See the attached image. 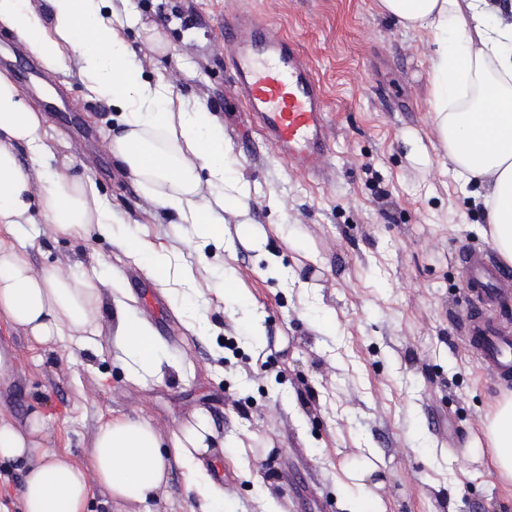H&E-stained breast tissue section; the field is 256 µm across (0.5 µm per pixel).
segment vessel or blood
Listing matches in <instances>:
<instances>
[{
    "mask_svg": "<svg viewBox=\"0 0 512 512\" xmlns=\"http://www.w3.org/2000/svg\"><path fill=\"white\" fill-rule=\"evenodd\" d=\"M222 28L235 89L263 141L289 164L319 178L326 176L329 116L322 85L308 58L294 40L278 35L252 12L226 17ZM458 259L468 271L473 299L466 316V343L496 379L512 382V326L495 312L507 294L504 274L476 249L459 252Z\"/></svg>",
    "mask_w": 512,
    "mask_h": 512,
    "instance_id": "vessel-or-blood-1",
    "label": "vessel or blood"
}]
</instances>
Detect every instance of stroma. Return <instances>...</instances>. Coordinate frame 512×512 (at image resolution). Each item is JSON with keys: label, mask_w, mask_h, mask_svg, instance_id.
Here are the masks:
<instances>
[{"label": "stroma", "mask_w": 512, "mask_h": 512, "mask_svg": "<svg viewBox=\"0 0 512 512\" xmlns=\"http://www.w3.org/2000/svg\"><path fill=\"white\" fill-rule=\"evenodd\" d=\"M135 17L125 36L145 78L208 106L224 127L232 173L247 183V215L225 212L223 240L200 244L171 223L105 148L118 115L87 95L75 63L59 86L23 81L0 34L1 69L47 113L45 141L95 180L117 229L175 248L196 274L179 308L112 239L59 234L25 241L38 269L102 259L123 272L136 307L184 363L143 389L106 352L39 343L0 316V415L44 419V443L84 459L101 417L146 421L169 438L195 413L213 437L209 473L232 496L224 512H349L364 488L343 473L380 460L373 489L386 512H512V484L467 444L512 383L491 379L463 333L470 292L458 250L491 251L474 186L448 169L432 95L435 45L382 15L378 0H112ZM247 8L294 39L325 91L331 179L280 159L252 130L233 93L219 22ZM260 225L261 248L238 224ZM230 268L247 305L219 301L213 271ZM311 290H301V283ZM334 331L321 329L325 316ZM265 348L254 355L252 322ZM248 464L235 466L239 448Z\"/></svg>", "instance_id": "obj_1"}]
</instances>
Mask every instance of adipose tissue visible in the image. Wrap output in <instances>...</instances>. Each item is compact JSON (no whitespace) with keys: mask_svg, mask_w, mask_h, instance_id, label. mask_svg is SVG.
<instances>
[{"mask_svg":"<svg viewBox=\"0 0 512 512\" xmlns=\"http://www.w3.org/2000/svg\"><path fill=\"white\" fill-rule=\"evenodd\" d=\"M102 0H46V16L24 0H0V30L28 46L42 68L80 65L87 90L119 112L107 147L179 223L202 242L223 238L224 214L243 212L247 188L226 175L224 133L206 106L175 94L164 77L145 79L125 39L130 14L103 11ZM405 28L435 35L432 94L448 162L463 182L480 184L492 246L512 266V0H379ZM46 117L9 73L0 72V313L39 342L69 341L91 348L109 311L114 364L140 386L160 381L174 363L151 322L137 314L119 272L94 261L34 269L14 246L34 223L47 234L82 238L112 234V211L89 176L59 160L44 139ZM30 154V167L20 150ZM126 257L160 288L193 287L190 268L140 236L121 239ZM207 418L162 438L127 415L101 420L86 460L45 447L42 419L25 425L0 416V461H25L22 512H86L91 486L126 507L164 492L172 471L199 498L201 512H223L230 492L205 466L211 452ZM489 451L499 477L512 481V394L500 398L468 442Z\"/></svg>","mask_w":512,"mask_h":512,"instance_id":"ef3b65f1","label":"adipose tissue"}]
</instances>
